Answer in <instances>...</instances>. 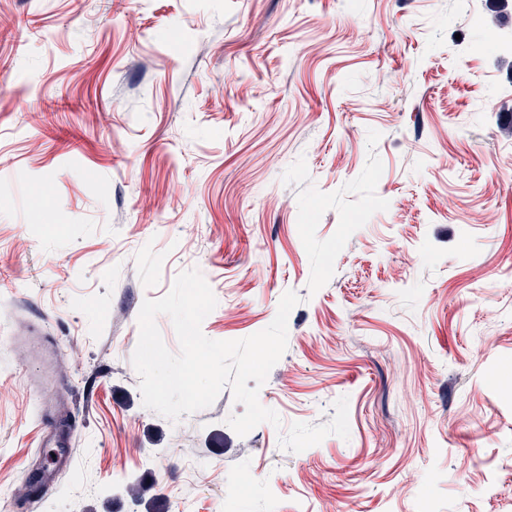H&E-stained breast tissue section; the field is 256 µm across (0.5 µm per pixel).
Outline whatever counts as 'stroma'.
Instances as JSON below:
<instances>
[{"label": "stroma", "instance_id": "35a3bbf8", "mask_svg": "<svg viewBox=\"0 0 512 512\" xmlns=\"http://www.w3.org/2000/svg\"><path fill=\"white\" fill-rule=\"evenodd\" d=\"M512 0H0V512H512ZM196 269L301 302L239 436L131 358ZM75 453L54 467L46 425Z\"/></svg>", "mask_w": 512, "mask_h": 512}]
</instances>
